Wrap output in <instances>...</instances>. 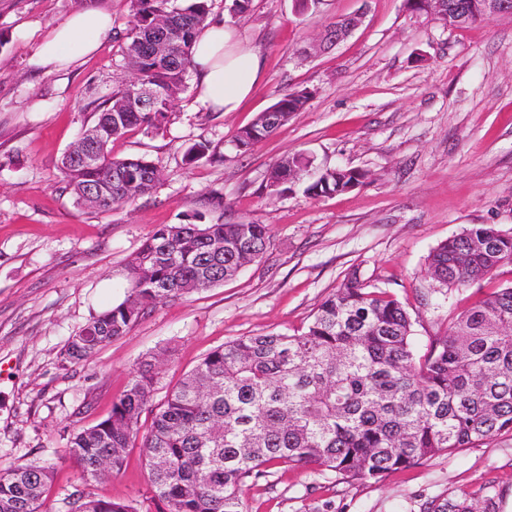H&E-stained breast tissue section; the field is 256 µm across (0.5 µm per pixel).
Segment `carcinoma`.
Segmentation results:
<instances>
[{"mask_svg": "<svg viewBox=\"0 0 512 512\" xmlns=\"http://www.w3.org/2000/svg\"><path fill=\"white\" fill-rule=\"evenodd\" d=\"M129 0L132 20L124 32V60H136L141 81L161 96L135 111L125 103L135 88L126 82L89 103L98 135L93 163L69 154L60 160L61 181L78 205L100 212L151 194L158 166L146 157L112 156V142L138 128L158 130L173 114L193 62L194 39L211 0ZM172 26L165 55L152 49L153 17ZM311 92L284 94L272 108L238 129L233 143L250 151L287 122ZM224 155L206 139L189 145L186 164ZM304 172L308 157H288ZM282 162V163H284ZM272 166L268 182L284 193ZM362 173L321 170L306 192H342ZM270 232L264 224H163L129 262L131 288L121 303L93 315L60 353L64 369L86 362L98 349L128 333L149 310L191 292L224 283L259 260ZM512 263V235L492 224L465 228L428 256L430 278L464 288L491 278ZM158 357L133 371L110 415L70 437L65 455L83 482L62 498L63 512H138L131 502L105 500L89 483L121 472L126 451L141 438L149 482L147 501L157 512H243L241 491L267 475L273 463L312 466L344 479L380 480L433 456L475 448L512 436V285L497 288L449 318L448 331L417 354L413 323L401 301L352 275L317 307L301 333L240 336L208 351L153 409ZM152 421L145 434L139 422ZM52 468L30 464L0 472V512H45Z\"/></svg>", "mask_w": 512, "mask_h": 512, "instance_id": "cac0c4a2", "label": "carcinoma"}]
</instances>
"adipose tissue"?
Here are the masks:
<instances>
[{"label":"adipose tissue","instance_id":"1","mask_svg":"<svg viewBox=\"0 0 512 512\" xmlns=\"http://www.w3.org/2000/svg\"><path fill=\"white\" fill-rule=\"evenodd\" d=\"M111 23L110 14L100 10L73 14L48 32L38 48L39 64L51 70L66 67L74 60V47L80 54H91ZM193 67L201 103L213 112H235L259 81L261 60L225 26L223 16L213 14L196 39Z\"/></svg>","mask_w":512,"mask_h":512}]
</instances>
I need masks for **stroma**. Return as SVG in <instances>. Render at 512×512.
Listing matches in <instances>:
<instances>
[{
	"label": "stroma",
	"instance_id": "stroma-1",
	"mask_svg": "<svg viewBox=\"0 0 512 512\" xmlns=\"http://www.w3.org/2000/svg\"><path fill=\"white\" fill-rule=\"evenodd\" d=\"M213 0L214 12L263 61V78L238 111L210 113L188 84L172 121L112 144L119 158L149 156L162 179L151 195L97 212L62 189L58 163L91 123L89 104L128 81L122 42L127 0H0V469L51 463L48 512L81 472L65 457L70 434L106 418L133 370L161 353L154 404L209 350L240 336L302 329L350 273L396 294L425 352L449 316L512 283V264L466 288L439 287L426 260L475 224L512 232V17L450 29L405 0H252L249 13ZM100 9L113 29L95 53L49 71L41 39L70 15ZM363 12L338 45H312L336 17ZM312 96L247 153L235 132L287 92ZM199 139L223 161H184ZM294 155L315 167L362 170L355 189L313 197L303 174L273 193L271 167ZM264 224L263 257L222 285L167 301L88 362L61 369L58 355L98 312L121 302L128 263L161 224ZM97 496L143 500L139 448ZM465 498L476 512H512V437L443 452L379 481H348L311 468L271 466L247 482L243 512H424L432 500Z\"/></svg>",
	"mask_w": 512,
	"mask_h": 512
}]
</instances>
